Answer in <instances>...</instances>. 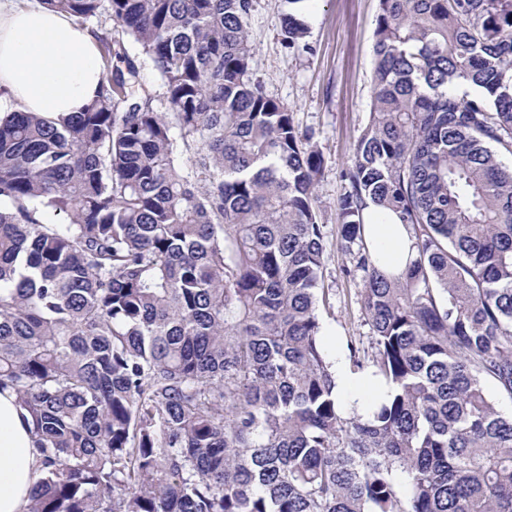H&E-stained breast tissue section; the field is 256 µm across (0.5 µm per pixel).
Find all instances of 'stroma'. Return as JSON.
I'll return each mask as SVG.
<instances>
[{
  "label": "stroma",
  "instance_id": "obj_1",
  "mask_svg": "<svg viewBox=\"0 0 512 512\" xmlns=\"http://www.w3.org/2000/svg\"><path fill=\"white\" fill-rule=\"evenodd\" d=\"M289 8L288 0H254L247 22L255 49L252 73L266 93L288 105L299 126L314 131L324 159L316 195L323 223L332 226L343 192L341 174L353 163L354 144L369 117L378 0H305V51L282 44L281 17ZM349 266L339 239L329 235L323 281L333 309L321 321L340 341L356 340L366 350L371 330L360 300L362 275Z\"/></svg>",
  "mask_w": 512,
  "mask_h": 512
}]
</instances>
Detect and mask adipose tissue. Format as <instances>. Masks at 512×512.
Wrapping results in <instances>:
<instances>
[{
	"mask_svg": "<svg viewBox=\"0 0 512 512\" xmlns=\"http://www.w3.org/2000/svg\"><path fill=\"white\" fill-rule=\"evenodd\" d=\"M92 37L66 15L44 6L20 7L0 0V92L21 112L80 111L103 81ZM365 212V240L376 263L401 275L416 256L411 230L394 214L377 220ZM343 347L333 352L336 392L344 415L366 416L384 387L378 379L351 373ZM44 471L15 394L0 393V512H26Z\"/></svg>",
	"mask_w": 512,
	"mask_h": 512,
	"instance_id": "adipose-tissue-1",
	"label": "adipose tissue"
}]
</instances>
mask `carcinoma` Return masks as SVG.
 Wrapping results in <instances>:
<instances>
[{"label": "carcinoma", "instance_id": "1", "mask_svg": "<svg viewBox=\"0 0 512 512\" xmlns=\"http://www.w3.org/2000/svg\"><path fill=\"white\" fill-rule=\"evenodd\" d=\"M80 111L0 115V391L44 476L27 512H512V0H378L337 228L389 391L343 416L317 313L323 156L251 74L254 0L102 2ZM308 28L282 18V43ZM163 88L165 111L124 38ZM409 225L390 277L368 204ZM64 224H48L47 213Z\"/></svg>", "mask_w": 512, "mask_h": 512}]
</instances>
